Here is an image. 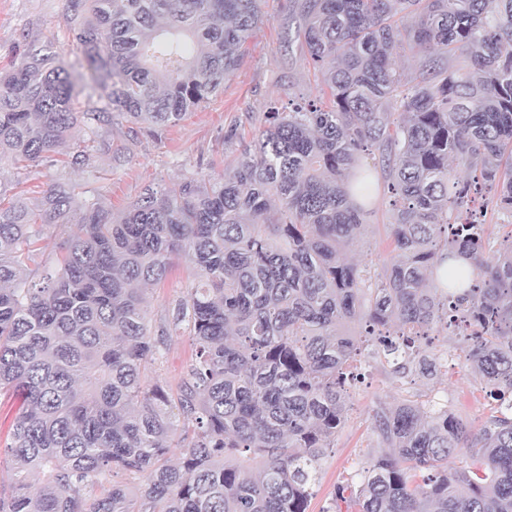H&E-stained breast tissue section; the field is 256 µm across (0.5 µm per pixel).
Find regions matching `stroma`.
Here are the masks:
<instances>
[{"instance_id": "stroma-1", "label": "stroma", "mask_w": 512, "mask_h": 512, "mask_svg": "<svg viewBox=\"0 0 512 512\" xmlns=\"http://www.w3.org/2000/svg\"><path fill=\"white\" fill-rule=\"evenodd\" d=\"M294 2L261 0L264 22L242 48L239 69L225 83L223 92L179 122L156 129L123 122L97 134L80 125L59 153L38 166L20 172L11 162H0V181L18 184L32 205L39 204L49 185L73 182L82 190L76 210L96 202L117 213L147 186L161 183L175 187L198 172L223 176L237 156L236 144L224 140L227 130L236 129L238 137L252 140L270 102L282 105L314 93L304 52L299 43L288 40L297 21ZM26 38L53 43L66 62L83 58L65 23V0H0V67L13 59ZM88 146L93 149L89 165H72V155ZM365 222L368 229L348 250V260L368 263L390 258L393 246L384 195H377ZM193 283L190 268L179 264L164 282L153 287L145 311L152 333L166 336L160 374L174 389L181 383L195 347L188 332L172 330L170 323L175 306ZM433 334L436 347L448 352L435 378L401 379L388 365L361 360L358 370L362 379L353 391L345 424L320 462L308 512H324L337 484L376 455L378 445L370 430V418L377 403L434 401L476 429L492 414L493 404L478 373L453 347L452 330L442 322Z\"/></svg>"}]
</instances>
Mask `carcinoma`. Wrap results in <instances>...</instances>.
Masks as SVG:
<instances>
[{
    "label": "carcinoma",
    "mask_w": 512,
    "mask_h": 512,
    "mask_svg": "<svg viewBox=\"0 0 512 512\" xmlns=\"http://www.w3.org/2000/svg\"><path fill=\"white\" fill-rule=\"evenodd\" d=\"M65 2L105 105L75 111L83 74L52 43L23 44L0 70V160H46L79 124L180 121L224 89L263 23L261 0ZM300 13L289 41L315 95L270 104L224 177L150 186L118 214L91 204L76 224L73 186L31 208L0 182V391L23 402L0 444V512H307L356 357L434 376L428 332L445 317L495 414L474 433L428 402L378 405L380 452L329 510L512 512V234L469 207L494 187L512 224V0H300ZM407 49L424 52L413 74L397 64ZM377 172L395 255L361 266L341 253ZM51 224L71 233L38 278ZM458 257L468 269L435 275ZM181 259L197 285L173 327L196 351L174 393L152 374L164 339L144 307ZM464 449L470 465L448 466Z\"/></svg>",
    "instance_id": "1"
}]
</instances>
